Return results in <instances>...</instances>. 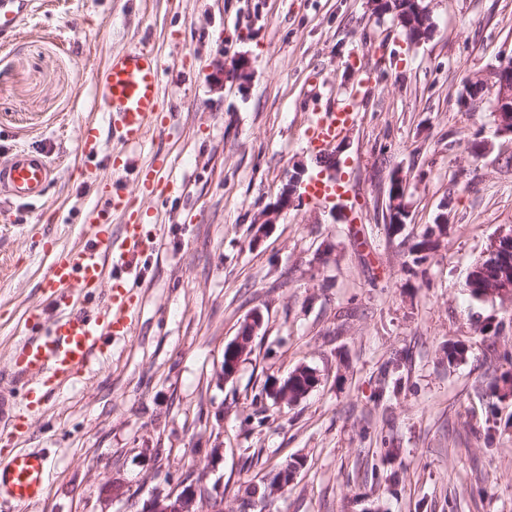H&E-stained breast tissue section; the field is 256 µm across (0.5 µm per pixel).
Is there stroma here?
I'll return each instance as SVG.
<instances>
[{
  "mask_svg": "<svg viewBox=\"0 0 512 512\" xmlns=\"http://www.w3.org/2000/svg\"><path fill=\"white\" fill-rule=\"evenodd\" d=\"M426 3L433 33L412 44L370 0H44L0 47V160L25 148L56 167L42 203L0 199V376L14 370L26 310L57 317L41 291L43 243L72 247L101 185L156 228L137 259L132 334L39 411L16 388L0 459L43 448L52 467L40 500L0 496V512H101L110 478L133 493L110 512H141L166 472L203 478L223 512H512V398L488 388L512 367L501 358L512 302L465 287L512 228V138L496 136L490 101L460 103L467 80L512 57V0ZM133 48L161 58L171 118L116 168L111 130L92 153L80 135L103 120L97 70ZM352 95L357 120L329 146L343 214L309 197L254 241L289 173L320 172L311 122ZM158 158L177 189L152 197L140 171ZM396 173L409 219L395 231ZM443 210L447 236L410 275V245ZM256 311L250 353L220 380L225 346ZM492 319L506 323L494 342L479 332ZM454 343L466 352L452 362ZM301 366L317 387L275 403L271 385ZM294 459L288 487L244 504L247 486Z\"/></svg>",
  "mask_w": 512,
  "mask_h": 512,
  "instance_id": "35a3bbf8",
  "label": "stroma"
}]
</instances>
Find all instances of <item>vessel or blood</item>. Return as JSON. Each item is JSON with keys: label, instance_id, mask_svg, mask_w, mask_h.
Returning a JSON list of instances; mask_svg holds the SVG:
<instances>
[{"label": "vessel or blood", "instance_id": "1", "mask_svg": "<svg viewBox=\"0 0 512 512\" xmlns=\"http://www.w3.org/2000/svg\"><path fill=\"white\" fill-rule=\"evenodd\" d=\"M34 0H0V38L18 31L32 14ZM163 64L150 50L136 48L112 56L96 74V84L108 125L118 131L122 145H137L150 128H162L165 106L160 95ZM356 117L354 100L347 99L335 111L317 118L308 141L319 148L335 141ZM54 180L47 156L26 150L0 163V197L38 204L44 201ZM142 188L153 196L174 191L172 181L160 175L158 163L146 167ZM92 221L83 227V243L68 249L48 245L50 258L42 286L60 314L44 335L22 343L13 359L25 380L28 396L43 406L47 390L69 382L89 369L108 338L129 335L136 316L137 280L131 273L134 257L150 250L153 236L145 230L122 194L104 185ZM120 224H113V216ZM106 289L107 302L96 314L78 308L81 299ZM49 461L39 451H15L0 464V491L21 502L40 500L44 494Z\"/></svg>", "mask_w": 512, "mask_h": 512}]
</instances>
